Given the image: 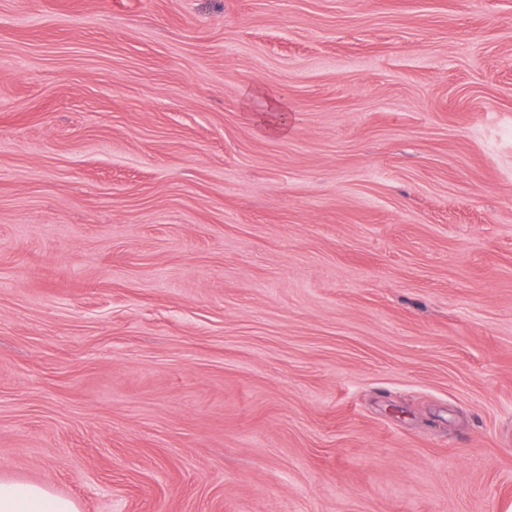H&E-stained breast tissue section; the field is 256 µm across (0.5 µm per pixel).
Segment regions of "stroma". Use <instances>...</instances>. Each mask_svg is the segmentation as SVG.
<instances>
[{
    "label": "stroma",
    "mask_w": 512,
    "mask_h": 512,
    "mask_svg": "<svg viewBox=\"0 0 512 512\" xmlns=\"http://www.w3.org/2000/svg\"><path fill=\"white\" fill-rule=\"evenodd\" d=\"M1 477L512 512V0H0Z\"/></svg>",
    "instance_id": "35a3bbf8"
}]
</instances>
